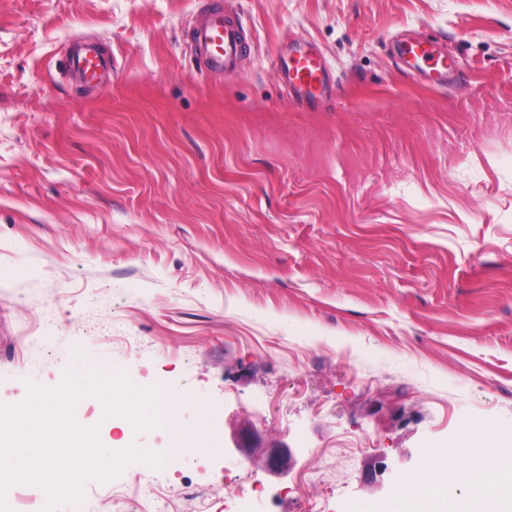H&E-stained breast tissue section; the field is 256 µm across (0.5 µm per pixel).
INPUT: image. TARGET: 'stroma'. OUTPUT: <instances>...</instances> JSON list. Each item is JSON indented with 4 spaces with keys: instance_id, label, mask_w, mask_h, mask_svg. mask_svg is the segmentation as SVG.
Here are the masks:
<instances>
[{
    "instance_id": "1",
    "label": "stroma",
    "mask_w": 512,
    "mask_h": 512,
    "mask_svg": "<svg viewBox=\"0 0 512 512\" xmlns=\"http://www.w3.org/2000/svg\"><path fill=\"white\" fill-rule=\"evenodd\" d=\"M215 8L248 39L199 77ZM292 39L320 110L277 78ZM86 44L97 84L66 67ZM104 367L185 401L134 439L165 466L86 481L84 512L151 484L152 512H389L465 465L437 448L511 453L512 0H0V403ZM245 468L253 502L185 493ZM403 54L413 62L414 67L422 69L421 63L428 79L437 84H443L448 79V58L437 54L433 46L425 41L410 43L404 46ZM275 72L287 88H292L300 102L313 106L328 90V68L305 44L283 47L276 57Z\"/></svg>"
}]
</instances>
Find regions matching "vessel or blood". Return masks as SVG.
I'll return each instance as SVG.
<instances>
[{
	"instance_id": "obj_1",
	"label": "vessel or blood",
	"mask_w": 512,
	"mask_h": 512,
	"mask_svg": "<svg viewBox=\"0 0 512 512\" xmlns=\"http://www.w3.org/2000/svg\"><path fill=\"white\" fill-rule=\"evenodd\" d=\"M192 42L199 54L200 72L231 71L236 68L245 43L244 27L239 18L217 10L206 14L194 26ZM403 53L414 65L424 66L430 81L446 82L448 59L437 54L430 43L407 44ZM71 66L82 79L93 81L108 68L109 62L102 56L80 51L73 56ZM275 72L284 85L292 88L299 101L316 103L328 90V69L307 45L283 47L276 57Z\"/></svg>"
}]
</instances>
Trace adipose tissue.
<instances>
[{
    "mask_svg": "<svg viewBox=\"0 0 512 512\" xmlns=\"http://www.w3.org/2000/svg\"><path fill=\"white\" fill-rule=\"evenodd\" d=\"M458 453L466 455L469 461L465 469L458 471L452 478L448 477L445 471L436 470L434 477L421 489L419 495L399 497L393 506L394 512H443L448 483L452 480L466 489L468 502L505 501L503 489L512 485V454H501L492 447L476 450L452 444L435 450L434 455L441 458ZM490 467L498 474V480L493 484L485 483L483 480L485 470Z\"/></svg>",
    "mask_w": 512,
    "mask_h": 512,
    "instance_id": "ef3b65f1",
    "label": "adipose tissue"
}]
</instances>
